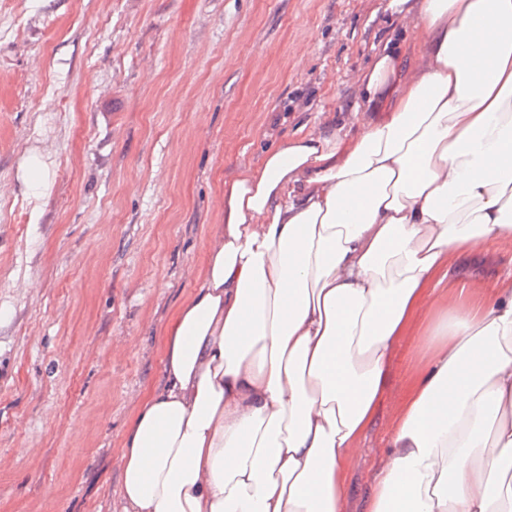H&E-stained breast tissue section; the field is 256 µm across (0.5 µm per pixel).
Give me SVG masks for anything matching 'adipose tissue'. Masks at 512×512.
I'll return each instance as SVG.
<instances>
[{"instance_id": "1", "label": "adipose tissue", "mask_w": 512, "mask_h": 512, "mask_svg": "<svg viewBox=\"0 0 512 512\" xmlns=\"http://www.w3.org/2000/svg\"><path fill=\"white\" fill-rule=\"evenodd\" d=\"M386 8L414 34L357 77L358 133L298 132L225 180L119 457L122 512H343L421 289L512 239V0ZM427 348L364 512H512V269Z\"/></svg>"}]
</instances>
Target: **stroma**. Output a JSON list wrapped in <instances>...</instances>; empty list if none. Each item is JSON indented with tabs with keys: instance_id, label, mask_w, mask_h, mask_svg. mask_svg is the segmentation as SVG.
Listing matches in <instances>:
<instances>
[{
	"instance_id": "35a3bbf8",
	"label": "stroma",
	"mask_w": 512,
	"mask_h": 512,
	"mask_svg": "<svg viewBox=\"0 0 512 512\" xmlns=\"http://www.w3.org/2000/svg\"><path fill=\"white\" fill-rule=\"evenodd\" d=\"M387 0H0V512H121L117 456L161 384L224 181L346 121ZM44 185L23 181L31 156ZM512 241L457 259L387 363L344 512H362L437 316Z\"/></svg>"
}]
</instances>
